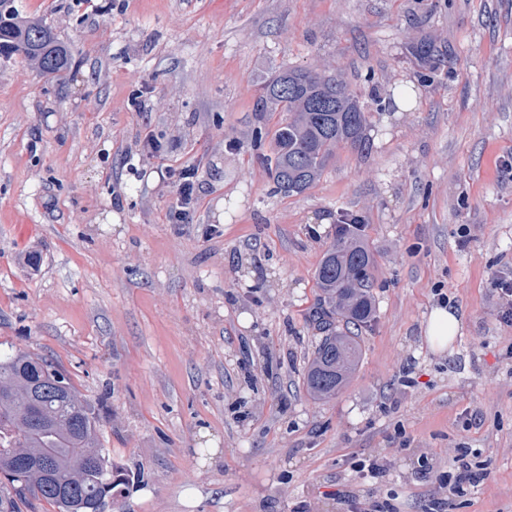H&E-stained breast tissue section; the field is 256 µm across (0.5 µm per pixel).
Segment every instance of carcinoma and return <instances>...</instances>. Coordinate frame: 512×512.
<instances>
[{
	"label": "carcinoma",
	"instance_id": "obj_1",
	"mask_svg": "<svg viewBox=\"0 0 512 512\" xmlns=\"http://www.w3.org/2000/svg\"><path fill=\"white\" fill-rule=\"evenodd\" d=\"M23 54L53 74L71 65L68 47L39 17L23 19L15 0H0V57ZM261 111L283 112L266 158L276 191L304 192L322 175L336 147L366 150V108L347 85L303 68L264 82ZM374 259L360 223L340 224L316 271L320 291L313 321L325 333L308 358L303 385L314 401L327 402L350 382L362 356L359 330L373 320ZM100 422L87 396L45 358L17 351L0 358V512H21L34 498L57 512H98L101 494L117 499L129 482L112 465ZM50 455L58 480L73 487L60 498L50 484L24 468L20 456Z\"/></svg>",
	"mask_w": 512,
	"mask_h": 512
}]
</instances>
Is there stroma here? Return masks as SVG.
I'll return each mask as SVG.
<instances>
[{"instance_id":"obj_1","label":"stroma","mask_w":512,"mask_h":512,"mask_svg":"<svg viewBox=\"0 0 512 512\" xmlns=\"http://www.w3.org/2000/svg\"><path fill=\"white\" fill-rule=\"evenodd\" d=\"M21 3L72 62L0 60V356L65 370L140 472L106 512H512V0ZM287 68L365 103L410 90L291 196L264 161L283 115L257 106ZM161 157L198 169L192 223L168 220ZM347 215L375 315L349 385L315 402V272ZM442 306L461 328L439 353ZM461 448L487 477L451 496ZM461 321L457 312L445 307L435 308L427 321L425 336L429 347L435 351H444L460 329Z\"/></svg>"}]
</instances>
